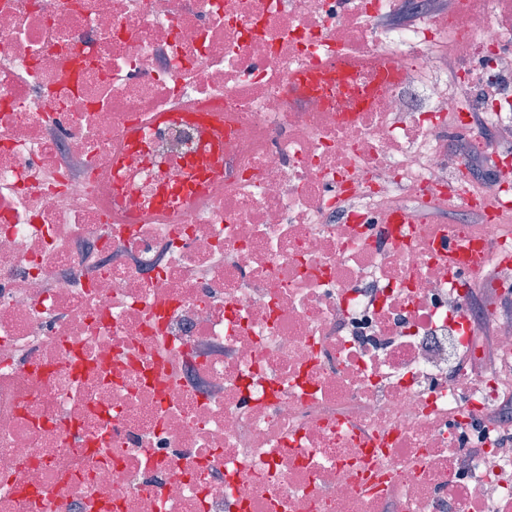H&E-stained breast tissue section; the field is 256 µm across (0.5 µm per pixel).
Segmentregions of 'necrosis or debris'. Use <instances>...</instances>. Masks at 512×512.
<instances>
[{
    "mask_svg": "<svg viewBox=\"0 0 512 512\" xmlns=\"http://www.w3.org/2000/svg\"><path fill=\"white\" fill-rule=\"evenodd\" d=\"M437 2L0 0V512H512V0ZM394 76H395V66L386 57L383 62L382 68H381L378 86L380 84H386V83L391 82L393 80ZM377 87H375L374 89L371 88L368 90H364L363 92H361L359 94V96L356 99L357 110H364L370 106V104L375 96ZM346 61L336 60V62H329L322 66L319 71L303 70L297 76V85L301 88L315 85L321 78L330 76L335 73H340L346 66ZM192 114V112H181L178 109L170 112H157L150 116L148 125L157 126L174 118L199 121L204 129V141L200 153L190 160V166L199 168L201 172L211 176L221 169L220 159L224 141V125L218 118L206 114Z\"/></svg>",
    "mask_w": 512,
    "mask_h": 512,
    "instance_id": "necrosis-or-debris-1",
    "label": "necrosis or debris"
}]
</instances>
